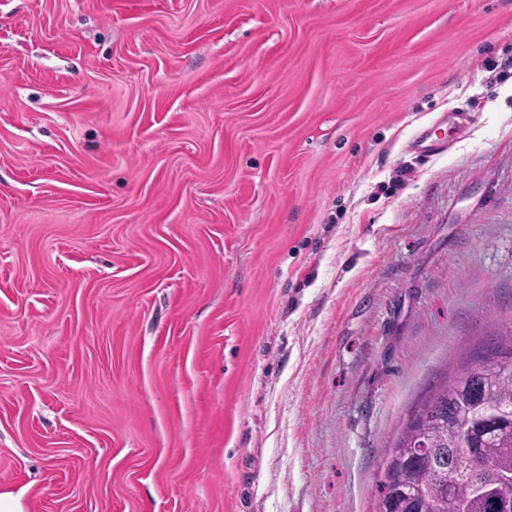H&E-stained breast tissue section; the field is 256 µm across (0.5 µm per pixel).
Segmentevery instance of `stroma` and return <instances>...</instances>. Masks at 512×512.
Wrapping results in <instances>:
<instances>
[{
  "mask_svg": "<svg viewBox=\"0 0 512 512\" xmlns=\"http://www.w3.org/2000/svg\"><path fill=\"white\" fill-rule=\"evenodd\" d=\"M464 112L442 153L410 140ZM512 323V0H0V492L369 512Z\"/></svg>",
  "mask_w": 512,
  "mask_h": 512,
  "instance_id": "obj_1",
  "label": "stroma"
}]
</instances>
